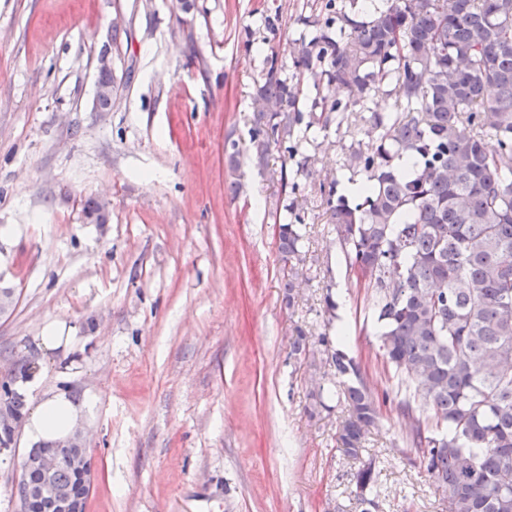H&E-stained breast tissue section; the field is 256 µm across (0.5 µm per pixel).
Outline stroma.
Here are the masks:
<instances>
[{"label":"stroma","mask_w":512,"mask_h":512,"mask_svg":"<svg viewBox=\"0 0 512 512\" xmlns=\"http://www.w3.org/2000/svg\"><path fill=\"white\" fill-rule=\"evenodd\" d=\"M326 0H0V373L43 363L40 392L90 402L86 512H361L358 467L336 443L342 405L310 418L320 374L290 359L328 327L370 386L393 383L366 290L328 232L317 184L362 122L316 132L302 182L316 275L282 301L278 185L249 162L248 115L270 64L293 65L302 17ZM108 54L112 106L96 105ZM108 220L86 221L87 197ZM332 286L336 318L325 313ZM71 337L44 362L49 324ZM365 457L380 472L377 512H445V493L380 407ZM31 448H0V512Z\"/></svg>","instance_id":"stroma-1"}]
</instances>
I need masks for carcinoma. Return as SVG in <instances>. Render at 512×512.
I'll list each match as a JSON object with an SVG mask.
<instances>
[{
	"label": "carcinoma",
	"instance_id": "cac0c4a2",
	"mask_svg": "<svg viewBox=\"0 0 512 512\" xmlns=\"http://www.w3.org/2000/svg\"><path fill=\"white\" fill-rule=\"evenodd\" d=\"M326 17H304L291 75L271 61L253 93L251 156L268 166L275 148L290 196L278 224L288 266L284 302L293 308L307 278L306 209L298 177L314 175L302 154L316 128L354 119L366 140L350 147L342 169L361 177L357 200L337 194L338 179L320 184L329 232L356 281L370 290L380 325L381 357L394 385L407 440L420 465L447 494V512H512V0H386L364 17L327 0ZM338 86L344 99H310L304 85ZM395 94L382 110L375 92ZM86 218L106 223L103 204L86 199ZM324 375L342 384L347 416L337 428L342 453L359 461L355 493L378 507L381 485L363 443L379 423L378 396L360 365L324 335ZM292 355L313 357L299 329ZM13 368L0 378V405L24 416ZM57 444L30 449L19 496L43 484L67 495L76 483L73 447L56 468L35 460Z\"/></svg>",
	"mask_w": 512,
	"mask_h": 512
}]
</instances>
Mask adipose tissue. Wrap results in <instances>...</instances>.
Wrapping results in <instances>:
<instances>
[{
  "mask_svg": "<svg viewBox=\"0 0 512 512\" xmlns=\"http://www.w3.org/2000/svg\"><path fill=\"white\" fill-rule=\"evenodd\" d=\"M85 411L64 393H48L31 410L25 424L27 438L35 441L66 438L79 426Z\"/></svg>",
  "mask_w": 512,
  "mask_h": 512,
  "instance_id": "adipose-tissue-1",
  "label": "adipose tissue"
}]
</instances>
